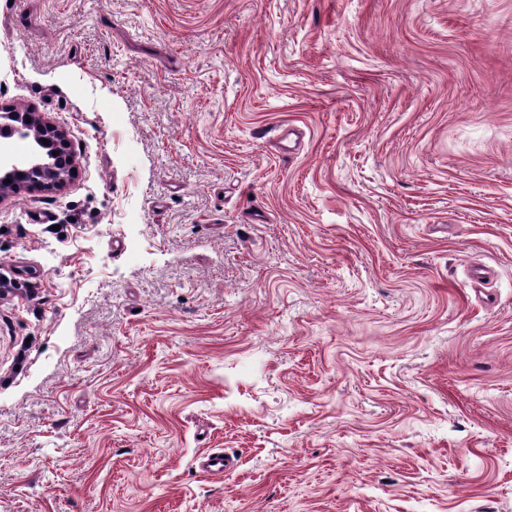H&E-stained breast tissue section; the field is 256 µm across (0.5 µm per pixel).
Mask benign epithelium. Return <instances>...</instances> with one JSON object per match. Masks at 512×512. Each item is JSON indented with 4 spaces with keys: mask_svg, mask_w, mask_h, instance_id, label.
I'll use <instances>...</instances> for the list:
<instances>
[{
    "mask_svg": "<svg viewBox=\"0 0 512 512\" xmlns=\"http://www.w3.org/2000/svg\"><path fill=\"white\" fill-rule=\"evenodd\" d=\"M7 117L30 132L47 133V149L51 153H56V166L41 169L34 176L30 170L18 167L12 157L1 154L0 166L5 168V171L0 176V193L7 188L14 193L31 188L61 189L74 172V155L69 150L64 132L51 126L41 115L34 112L18 110L7 113Z\"/></svg>",
    "mask_w": 512,
    "mask_h": 512,
    "instance_id": "7a95c632",
    "label": "benign epithelium"
}]
</instances>
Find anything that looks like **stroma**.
I'll list each match as a JSON object with an SVG mask.
<instances>
[{
	"mask_svg": "<svg viewBox=\"0 0 512 512\" xmlns=\"http://www.w3.org/2000/svg\"><path fill=\"white\" fill-rule=\"evenodd\" d=\"M10 108L0 512H512V0H0ZM6 114V117L12 119V122L20 123L33 134L40 132H48L45 145L49 152H57L56 167L47 169H40L36 174L28 169L20 168L16 165V161L8 155H0L1 172L2 167L6 170L0 177V195L6 188L18 193L23 190L31 188H40L44 190H60L71 177L74 172V155L69 150V143L63 131L51 126L48 122L43 120L41 115L35 112L25 110H18L14 112H4L1 116ZM27 117H30V122H27ZM11 179V182L4 183V180Z\"/></svg>",
	"mask_w": 512,
	"mask_h": 512,
	"instance_id": "obj_1",
	"label": "stroma"
}]
</instances>
